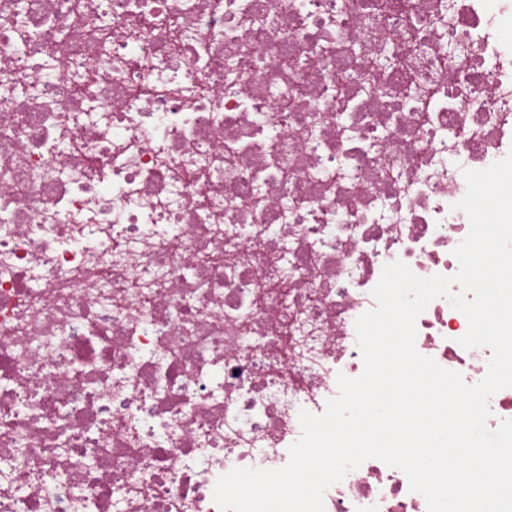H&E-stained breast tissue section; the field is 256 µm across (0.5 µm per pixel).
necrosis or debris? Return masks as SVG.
Segmentation results:
<instances>
[{
	"mask_svg": "<svg viewBox=\"0 0 512 512\" xmlns=\"http://www.w3.org/2000/svg\"><path fill=\"white\" fill-rule=\"evenodd\" d=\"M511 151L512 0H0V512H218ZM416 328L485 376L448 299ZM324 503L427 512L377 459Z\"/></svg>",
	"mask_w": 512,
	"mask_h": 512,
	"instance_id": "1",
	"label": "necrosis or debris"
}]
</instances>
